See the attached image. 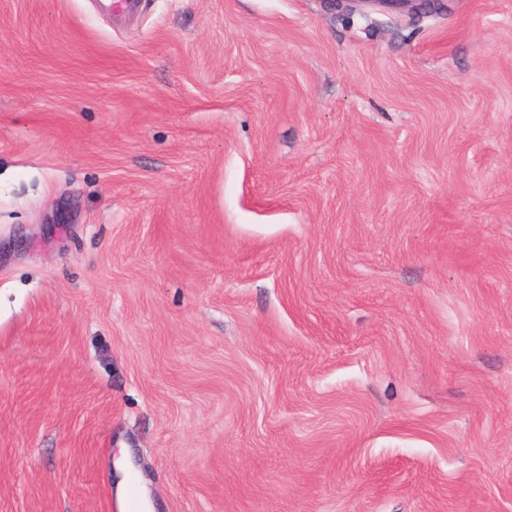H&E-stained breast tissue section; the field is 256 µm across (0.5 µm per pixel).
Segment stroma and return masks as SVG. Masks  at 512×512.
<instances>
[{"mask_svg": "<svg viewBox=\"0 0 512 512\" xmlns=\"http://www.w3.org/2000/svg\"><path fill=\"white\" fill-rule=\"evenodd\" d=\"M512 512V0H0V512Z\"/></svg>", "mask_w": 512, "mask_h": 512, "instance_id": "obj_1", "label": "stroma"}]
</instances>
